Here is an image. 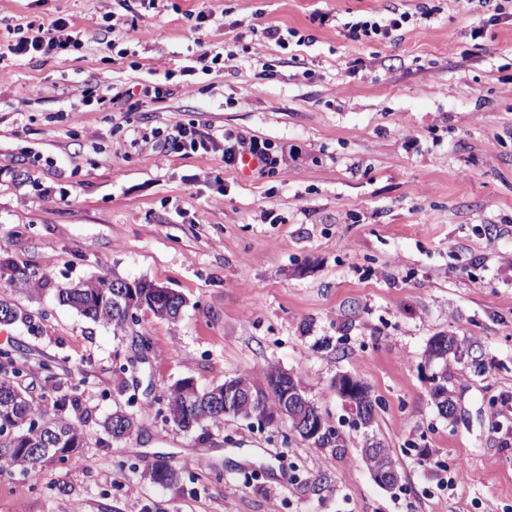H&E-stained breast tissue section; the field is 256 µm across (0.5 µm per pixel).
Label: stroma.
I'll list each match as a JSON object with an SVG mask.
<instances>
[{"label": "stroma", "mask_w": 512, "mask_h": 512, "mask_svg": "<svg viewBox=\"0 0 512 512\" xmlns=\"http://www.w3.org/2000/svg\"><path fill=\"white\" fill-rule=\"evenodd\" d=\"M170 2L0 0V40L41 17L85 32L71 54L0 61V261L44 278L34 295L0 278L22 313L0 349L33 396L76 394L85 433L82 465L0 472V512H512V17L488 22L503 0ZM394 11L418 19L381 41L343 34ZM109 12L111 47L97 35ZM268 26L299 39L281 48ZM206 52L222 60L203 71ZM137 84L162 99L87 100ZM178 122L269 141L278 159L244 176L221 154L149 144ZM98 277L146 279L185 305L116 332L57 299ZM438 334L466 348L448 357L453 420L430 394ZM272 366L338 446L233 417L184 431L162 414L181 380ZM341 374L379 401L368 433L397 463L394 489L369 472ZM116 410L137 421L121 440L99 426ZM159 456L177 483L146 478Z\"/></svg>", "instance_id": "1"}]
</instances>
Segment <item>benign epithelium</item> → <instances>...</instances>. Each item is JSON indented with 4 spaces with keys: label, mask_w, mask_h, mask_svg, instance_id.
Instances as JSON below:
<instances>
[{
    "label": "benign epithelium",
    "mask_w": 512,
    "mask_h": 512,
    "mask_svg": "<svg viewBox=\"0 0 512 512\" xmlns=\"http://www.w3.org/2000/svg\"><path fill=\"white\" fill-rule=\"evenodd\" d=\"M120 288H122L120 298L123 304L119 305V308L125 315L129 316L133 311L144 307V295L138 293V289L142 288L141 282L123 279ZM429 380L432 397L439 413L445 418L454 419L457 415V407L450 408L445 402L448 398V386L444 373L434 372ZM271 382L279 386L276 406L272 408L264 405L262 397L253 393V388L246 380L234 378L225 381L224 413L254 419L262 424L290 421L293 431L304 440L310 442L323 438L330 425L317 407L302 398L300 386L296 385L295 377L288 372L278 370L272 373ZM335 387L337 394L355 414L356 426L370 427L372 420L366 410L370 407L372 396L367 387L360 380L349 375L338 376ZM363 447L366 457L374 461V466L371 467L373 479L386 488L396 485L400 480L398 470L381 451L380 441L374 437H368Z\"/></svg>",
    "instance_id": "obj_1"
}]
</instances>
